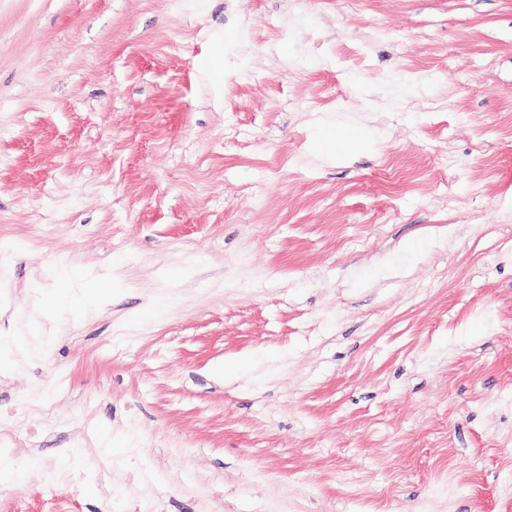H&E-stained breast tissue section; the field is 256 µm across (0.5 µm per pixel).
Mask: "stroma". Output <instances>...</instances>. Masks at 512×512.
Returning <instances> with one entry per match:
<instances>
[{
    "mask_svg": "<svg viewBox=\"0 0 512 512\" xmlns=\"http://www.w3.org/2000/svg\"><path fill=\"white\" fill-rule=\"evenodd\" d=\"M0 234V512H512V0H0Z\"/></svg>",
    "mask_w": 512,
    "mask_h": 512,
    "instance_id": "1",
    "label": "stroma"
}]
</instances>
